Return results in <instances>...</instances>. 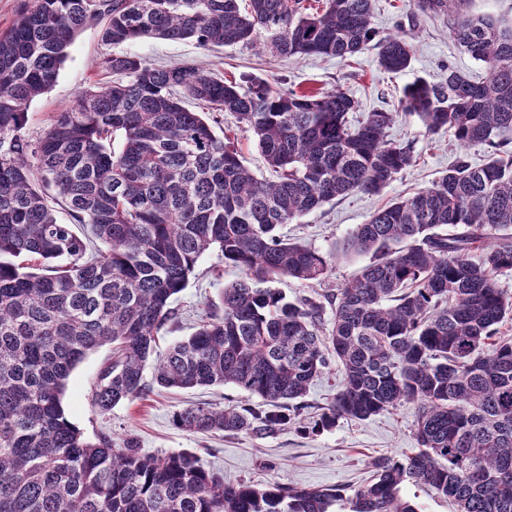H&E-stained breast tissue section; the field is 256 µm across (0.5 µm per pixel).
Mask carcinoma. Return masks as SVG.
<instances>
[{"instance_id": "1", "label": "carcinoma", "mask_w": 512, "mask_h": 512, "mask_svg": "<svg viewBox=\"0 0 512 512\" xmlns=\"http://www.w3.org/2000/svg\"><path fill=\"white\" fill-rule=\"evenodd\" d=\"M415 0L448 15L459 47L488 77L451 65L416 79L399 100L428 133L493 148L458 156L431 186L357 225L337 251L368 255L325 307L268 284L321 282L332 257L280 236L279 226L354 192L377 194L414 163L388 139L396 113L353 121L339 86L247 87L192 65L156 66L113 53L102 86L81 91L37 139L29 104L51 89L90 24L119 46L145 37L199 46L257 45L277 57L349 60L369 46L389 72L410 67L407 35L379 36L372 0H23L0 31V512H419L401 495L429 486L456 512H512V339L498 325L512 300V23ZM232 113L252 134L272 180H259L213 127ZM55 191L56 195L49 194ZM61 207V220L54 206ZM443 225L462 231L443 235ZM216 250L241 276L222 312L165 350L174 296ZM109 345L95 404L106 414L143 394L144 370L165 389L231 384L265 406L186 407L174 424L202 434L332 432L402 403L416 406L410 455L379 457L371 481L339 488L226 482L189 452H141L132 437L88 440L62 395L72 370ZM341 380L318 418H301L332 365Z\"/></svg>"}]
</instances>
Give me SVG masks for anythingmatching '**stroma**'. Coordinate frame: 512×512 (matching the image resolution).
<instances>
[{
  "mask_svg": "<svg viewBox=\"0 0 512 512\" xmlns=\"http://www.w3.org/2000/svg\"><path fill=\"white\" fill-rule=\"evenodd\" d=\"M373 23L380 35L406 31L412 37L411 66L400 73L379 68L375 50L369 49L352 63L336 58H280L258 48L224 47L205 49L194 41L172 42L143 38L121 45L124 53L135 54L158 65L193 64L210 68L228 79L257 76L285 89L309 92L341 86L360 100L363 111L383 110L396 113L402 89L417 79L438 80L443 65L452 64L473 79L487 75L485 66L464 53L448 32L446 17L430 18L416 10L413 0H375ZM110 49L101 40L100 28L86 26L68 50L56 84L29 106L27 132L38 138L51 124L56 112L75 102L79 91L99 86L110 76L100 61ZM397 115V113H396ZM224 138L235 145L244 163L259 178L270 175L260 150L248 132L242 130L233 115L220 116ZM392 140L412 143L415 161L398 174L377 195L352 194L280 228V235L294 242L331 254L336 246L372 213L388 202L413 195L444 174L457 155L471 164H483L489 149L482 144L460 147L451 132L428 134L417 117L397 115L388 131ZM359 256L333 262L325 282L310 284L283 279L279 287L289 298L307 296L322 300L344 282L354 278L364 265ZM240 272L225 264L217 251L199 261L188 285L176 295L173 305L180 318L164 340L190 335L201 317L217 303L224 286L238 279ZM112 356L110 347L90 352L71 373L63 396L69 420L92 439L99 432L122 438L133 436L148 454L191 452L206 469L231 481L245 480L260 485L275 481L285 486L326 488L340 486L346 491L369 482L372 462L384 456L416 452L414 407L407 404L384 411L367 420L346 419L336 430L304 436L286 430L273 437L245 434L201 435L177 428L176 411L189 406L227 407L258 404V397L246 395L232 385L194 389L153 388L143 397L125 401L111 412L100 414L94 405V393L100 371Z\"/></svg>",
  "mask_w": 512,
  "mask_h": 512,
  "instance_id": "35a3bbf8",
  "label": "stroma"
}]
</instances>
